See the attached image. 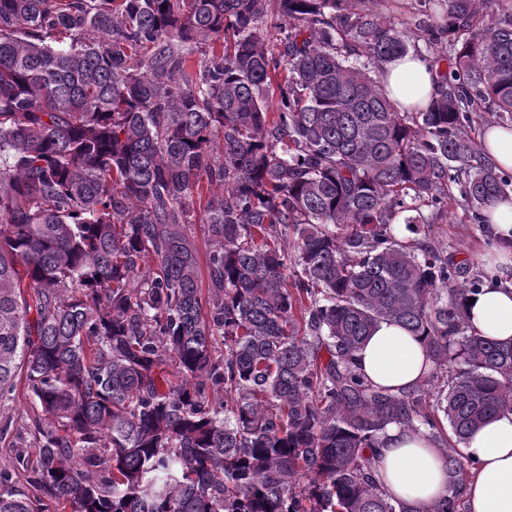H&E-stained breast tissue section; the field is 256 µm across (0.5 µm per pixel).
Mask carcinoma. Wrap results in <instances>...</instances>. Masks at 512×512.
<instances>
[{"label": "carcinoma", "instance_id": "carcinoma-1", "mask_svg": "<svg viewBox=\"0 0 512 512\" xmlns=\"http://www.w3.org/2000/svg\"><path fill=\"white\" fill-rule=\"evenodd\" d=\"M396 2L0 0V401L22 377L41 411L0 512H408L373 479L392 425L447 454L431 512H458L512 344L418 236L512 192L479 142L512 119V0L405 29ZM420 42L437 91L402 110L380 77ZM383 321L427 347L412 392L353 369ZM189 238L194 243L199 257L200 265V277H201V288L203 296L206 295V289L208 287V276H207V257L210 251L207 226L205 224H193L189 230Z\"/></svg>", "mask_w": 512, "mask_h": 512}]
</instances>
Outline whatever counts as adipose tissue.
<instances>
[{
    "mask_svg": "<svg viewBox=\"0 0 512 512\" xmlns=\"http://www.w3.org/2000/svg\"><path fill=\"white\" fill-rule=\"evenodd\" d=\"M384 89L406 108L426 106L436 91L427 62L412 55L390 64ZM487 213V230L499 248L488 259V276L467 303L466 316L479 335L507 343L512 342V285H503L500 268L512 261V200L494 202ZM354 368L373 385L399 393L421 385L431 362L418 337L385 321L356 352ZM463 452L475 463L464 493L465 512H512V412H501L479 428ZM374 480L410 512H429L451 493L444 452L429 435L397 425L375 450Z\"/></svg>",
    "mask_w": 512,
    "mask_h": 512,
    "instance_id": "1",
    "label": "adipose tissue"
}]
</instances>
